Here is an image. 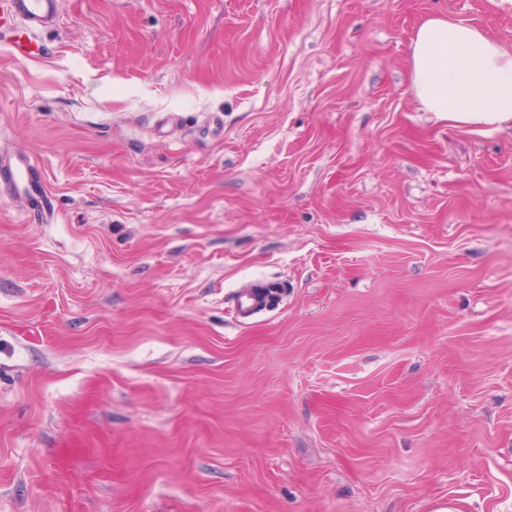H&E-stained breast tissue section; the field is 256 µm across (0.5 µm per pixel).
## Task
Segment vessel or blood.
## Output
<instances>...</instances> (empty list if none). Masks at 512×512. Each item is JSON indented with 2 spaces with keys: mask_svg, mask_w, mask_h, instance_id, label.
<instances>
[{
  "mask_svg": "<svg viewBox=\"0 0 512 512\" xmlns=\"http://www.w3.org/2000/svg\"><path fill=\"white\" fill-rule=\"evenodd\" d=\"M59 0H0V38L8 39L16 58L36 59L44 47L37 40V29L52 25ZM37 200L42 219L53 216L52 197L42 179L37 162L27 152L0 154V193Z\"/></svg>",
  "mask_w": 512,
  "mask_h": 512,
  "instance_id": "obj_1",
  "label": "vessel or blood"
}]
</instances>
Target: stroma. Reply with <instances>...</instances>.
Masks as SVG:
<instances>
[{
	"label": "stroma",
	"mask_w": 512,
	"mask_h": 512,
	"mask_svg": "<svg viewBox=\"0 0 512 512\" xmlns=\"http://www.w3.org/2000/svg\"><path fill=\"white\" fill-rule=\"evenodd\" d=\"M0 42V512H512V125L422 111L428 16L62 0ZM279 284L243 319L241 288ZM36 199L42 220L53 217L52 197L39 173L37 162L27 152L0 154V194Z\"/></svg>",
	"instance_id": "obj_1"
}]
</instances>
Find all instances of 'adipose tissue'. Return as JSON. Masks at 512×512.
Wrapping results in <instances>:
<instances>
[{
    "label": "adipose tissue",
    "instance_id": "1",
    "mask_svg": "<svg viewBox=\"0 0 512 512\" xmlns=\"http://www.w3.org/2000/svg\"><path fill=\"white\" fill-rule=\"evenodd\" d=\"M408 60L423 111L491 129L512 122V52L479 27L427 17L413 33Z\"/></svg>",
    "mask_w": 512,
    "mask_h": 512
}]
</instances>
